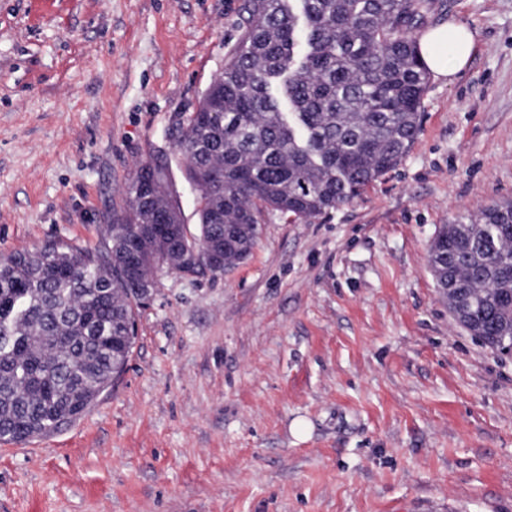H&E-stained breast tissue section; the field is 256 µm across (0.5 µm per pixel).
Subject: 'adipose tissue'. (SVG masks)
<instances>
[{
  "label": "adipose tissue",
  "mask_w": 512,
  "mask_h": 512,
  "mask_svg": "<svg viewBox=\"0 0 512 512\" xmlns=\"http://www.w3.org/2000/svg\"><path fill=\"white\" fill-rule=\"evenodd\" d=\"M475 48L471 31L450 23L424 34L418 42L419 56L438 78H449L465 67Z\"/></svg>",
  "instance_id": "ef3b65f1"
}]
</instances>
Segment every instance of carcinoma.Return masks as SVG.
<instances>
[{
    "instance_id": "cac0c4a2",
    "label": "carcinoma",
    "mask_w": 512,
    "mask_h": 512,
    "mask_svg": "<svg viewBox=\"0 0 512 512\" xmlns=\"http://www.w3.org/2000/svg\"><path fill=\"white\" fill-rule=\"evenodd\" d=\"M430 0H244V34L224 72L184 119L177 143L197 193L198 235L169 200L170 170L140 164L104 251L52 241L0 257V441L61 430L123 369L135 339L130 257L154 284L172 267L164 242L224 255L226 272L255 246L262 215L328 213L402 160L420 130L428 72L414 31ZM461 292L459 323L500 355L512 350V203L444 225L429 252Z\"/></svg>"
}]
</instances>
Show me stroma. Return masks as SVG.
Masks as SVG:
<instances>
[{"instance_id": "obj_1", "label": "stroma", "mask_w": 512, "mask_h": 512, "mask_svg": "<svg viewBox=\"0 0 512 512\" xmlns=\"http://www.w3.org/2000/svg\"><path fill=\"white\" fill-rule=\"evenodd\" d=\"M476 50L400 164L328 214L262 216L225 273H161L125 371L66 430L0 442V512H512V360L457 324L439 229L512 200V0H430ZM243 0H0V256L105 250L139 162L224 70Z\"/></svg>"}]
</instances>
